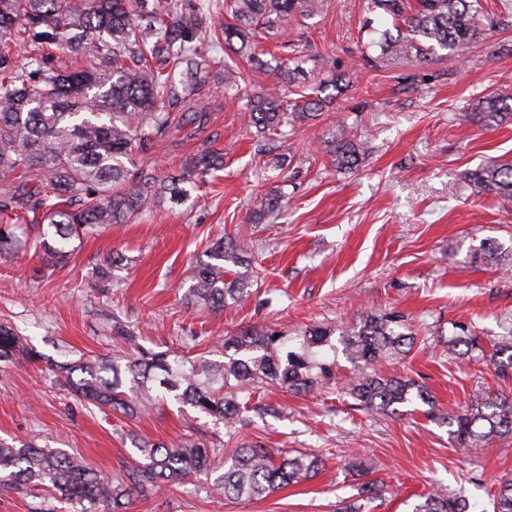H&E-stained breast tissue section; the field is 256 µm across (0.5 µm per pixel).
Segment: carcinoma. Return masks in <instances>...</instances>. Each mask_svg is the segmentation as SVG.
Masks as SVG:
<instances>
[{"mask_svg": "<svg viewBox=\"0 0 512 512\" xmlns=\"http://www.w3.org/2000/svg\"><path fill=\"white\" fill-rule=\"evenodd\" d=\"M321 0H229L233 22L224 24V45L258 71L268 61L257 51L258 34L279 36L287 22L314 13ZM367 10L391 18L376 45L378 59L425 61L440 51L456 57L501 17L481 0H367ZM207 13L194 0H0V258L21 245L12 213L32 214L44 226L35 246L45 265L65 262L74 239L98 236L111 224L131 221L164 197L179 203L189 197L200 170L218 164L206 151L182 168L179 178H162L151 169L132 170L134 150L149 149L173 122L169 107L187 103L199 90L205 55L201 33ZM31 42L37 53L22 64L12 52ZM310 57L296 52L284 74L289 90L264 88L248 92L238 71L224 64V99L241 104L247 125L259 140L282 126L306 121L328 107L332 87L342 93L345 73L323 79L317 96L305 93L297 79ZM512 115V97L482 102L477 113L485 124ZM368 148L341 128L328 146L339 169L362 163ZM480 192L512 201V164L489 163L469 175ZM281 205V194L267 193L254 213L261 218ZM253 240L238 236L212 244L208 260L194 268L184 293L188 305L220 310L245 302L254 284ZM489 262L512 258V250L482 243ZM404 316L368 313L346 327H313L287 338L272 329L241 330L218 343L224 360L169 358L145 349L130 329L113 326L129 353L113 358L51 362L57 381L81 400L125 415L144 413L172 399L224 423L223 471L212 466L216 449L203 443L137 442L139 459L114 483L61 448H36L0 439V485L43 488L69 502L91 501L98 512H116L135 492L160 485H180L202 472L216 474L206 494L220 499L258 500L319 470L320 459L307 452L275 458L260 446L234 440L232 429L247 423L251 412L275 414L270 404H254L256 394L271 386L296 394L336 379V354L351 363L340 383L350 407L365 414H396L419 401L434 407L427 387L410 376L381 375L373 364L402 363L417 337L405 332ZM448 338V354L470 358L477 352L504 377L512 376V341L481 339L463 323ZM337 340H332V336ZM17 357L31 362L41 355L25 346L16 331L0 325V362ZM448 427L459 448L487 444L512 434V398L479 395L451 413L434 415ZM366 497L338 512H365L376 484L362 489ZM496 512H512V480L498 487ZM463 499L435 491L424 496L415 512H467Z\"/></svg>", "mask_w": 512, "mask_h": 512, "instance_id": "1", "label": "carcinoma"}]
</instances>
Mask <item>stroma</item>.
<instances>
[{"instance_id":"1","label":"stroma","mask_w":512,"mask_h":512,"mask_svg":"<svg viewBox=\"0 0 512 512\" xmlns=\"http://www.w3.org/2000/svg\"><path fill=\"white\" fill-rule=\"evenodd\" d=\"M203 2L212 22L203 51L213 65L194 109L205 123L187 125L184 105H175L172 126L132 161L166 176L210 149L223 153L224 164L183 204L160 203L133 222L72 242L63 264L45 266L29 247L0 258V323L41 355L0 370V438L66 449L116 482L141 440L223 447V423L191 407L170 400L132 419L80 403L55 383L49 361L126 352L112 331L118 321L140 331L145 347L196 359L242 328L292 336L397 311L419 337L405 371L428 387L437 409L455 411L479 393H512V378L480 357L449 356L444 344L458 321L489 344L512 338V271L474 257L484 240L512 247V203L478 192L467 177L488 162H512V118L488 126L475 114L483 98L512 95V22L486 31L452 62L433 56L374 67L388 19L375 17L368 27L364 0H326L288 23L280 41L332 62L350 86L318 117L289 129L265 158L240 105L224 100V0ZM341 120L369 143L363 163L349 172L336 169L327 152ZM273 190L284 195L281 208L252 223L254 198ZM245 227L259 248L252 296L220 311L187 308L183 295L196 262L216 239ZM115 253L122 268L101 279L99 266ZM263 400L278 415L253 416L240 439L319 455L314 478L261 500L220 505L207 498L201 473L134 495L124 512H337L368 482L382 488L370 512H414L436 488L466 500L468 512H494L500 482L512 478V436L460 450L418 402L367 415L350 410L333 383L299 394L273 388ZM349 453L361 454L366 474L345 469ZM0 512L82 507L43 489L0 485Z\"/></svg>"}]
</instances>
